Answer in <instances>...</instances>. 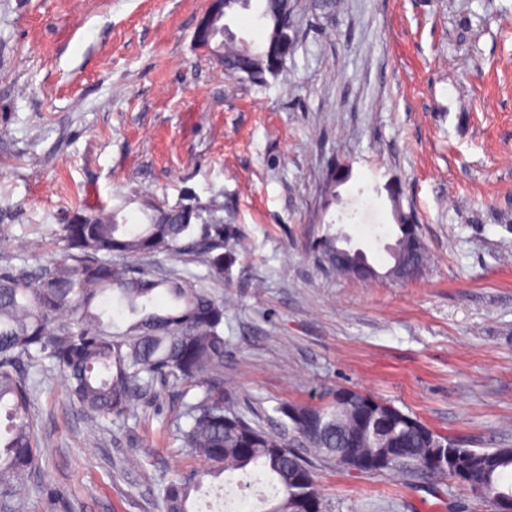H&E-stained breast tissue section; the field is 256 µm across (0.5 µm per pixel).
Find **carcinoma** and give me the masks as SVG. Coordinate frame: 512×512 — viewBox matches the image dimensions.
Returning <instances> with one entry per match:
<instances>
[{
	"instance_id": "1",
	"label": "carcinoma",
	"mask_w": 512,
	"mask_h": 512,
	"mask_svg": "<svg viewBox=\"0 0 512 512\" xmlns=\"http://www.w3.org/2000/svg\"><path fill=\"white\" fill-rule=\"evenodd\" d=\"M222 64L236 70L239 55L249 52L266 74L261 46L224 40ZM144 224H120L112 211L76 212L54 233L58 258L39 267L35 276L10 265L0 266V409L8 424L0 430V512H24L22 489L39 467L41 449L31 405L42 376L55 370L66 381L70 401L97 418L124 417L171 387L202 389L176 420L180 447L196 466L163 483L162 512H192L191 493L223 474L258 470L256 481L268 478L275 490L264 512H306L302 499L317 497L314 512H322L319 485L308 459L291 449L292 438L307 442L316 456L341 463L343 457L399 454L387 459L384 471L453 477L429 470L422 462L455 439L441 435L393 405L377 401V413L390 418L386 434L374 438L362 427L364 410L342 398L311 406L283 402L275 408L282 430L273 431L247 419L235 401L224 396V298L197 286L194 277L174 274L158 278L149 269L128 266L129 257L168 260L190 258L208 274L224 279L238 260L240 229L222 220L202 217L201 209L178 206L161 209L145 202ZM390 256L392 266L355 269L352 255L342 254L352 277L372 280L401 276L415 263L428 260L419 226L400 217ZM330 230L315 249L324 263L336 262V237ZM168 298L156 305L158 292ZM115 301L126 313L125 329L104 320L106 305ZM482 457L468 488L494 507L512 480V448L469 449Z\"/></svg>"
}]
</instances>
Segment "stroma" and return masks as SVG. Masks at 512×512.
<instances>
[{
  "instance_id": "35a3bbf8",
  "label": "stroma",
  "mask_w": 512,
  "mask_h": 512,
  "mask_svg": "<svg viewBox=\"0 0 512 512\" xmlns=\"http://www.w3.org/2000/svg\"><path fill=\"white\" fill-rule=\"evenodd\" d=\"M209 4L0 0V265L57 256L77 211L140 224L146 198L218 206L247 246L223 280L149 265L229 303L224 394L241 410L274 428L279 403L345 387L463 447L512 448V0H294L293 49L264 82L195 44ZM401 214L429 255L415 280L346 277L314 249L340 229L383 273ZM200 394L104 421L50 376L26 512H160L158 483L191 464L172 423ZM312 466L323 512H487L451 479Z\"/></svg>"
}]
</instances>
